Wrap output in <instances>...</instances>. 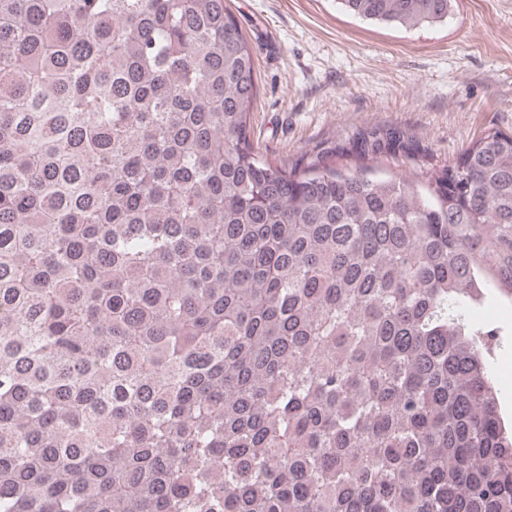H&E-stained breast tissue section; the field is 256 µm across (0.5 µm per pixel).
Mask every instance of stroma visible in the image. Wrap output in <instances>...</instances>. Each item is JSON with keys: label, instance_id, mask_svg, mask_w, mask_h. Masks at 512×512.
<instances>
[{"label": "stroma", "instance_id": "35a3bbf8", "mask_svg": "<svg viewBox=\"0 0 512 512\" xmlns=\"http://www.w3.org/2000/svg\"><path fill=\"white\" fill-rule=\"evenodd\" d=\"M255 50L254 137L268 154H301L365 124L409 128L440 161L485 131H512V0H454L446 21L373 24L338 0H227ZM494 328L489 366L512 423V301L475 312Z\"/></svg>", "mask_w": 512, "mask_h": 512}]
</instances>
